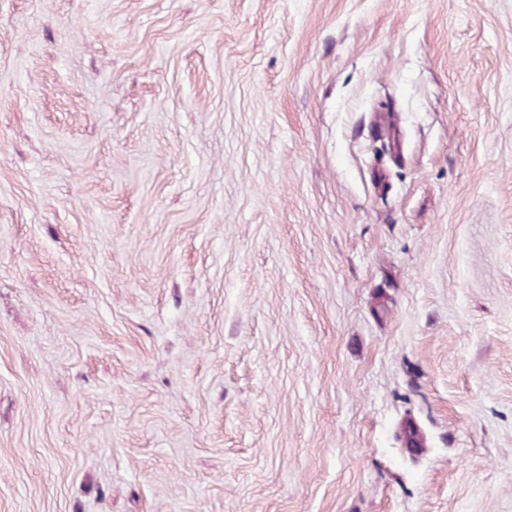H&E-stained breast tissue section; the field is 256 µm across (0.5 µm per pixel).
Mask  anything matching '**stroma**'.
Returning a JSON list of instances; mask_svg holds the SVG:
<instances>
[{
  "mask_svg": "<svg viewBox=\"0 0 512 512\" xmlns=\"http://www.w3.org/2000/svg\"><path fill=\"white\" fill-rule=\"evenodd\" d=\"M0 512H512V0H0Z\"/></svg>",
  "mask_w": 512,
  "mask_h": 512,
  "instance_id": "1",
  "label": "stroma"
}]
</instances>
